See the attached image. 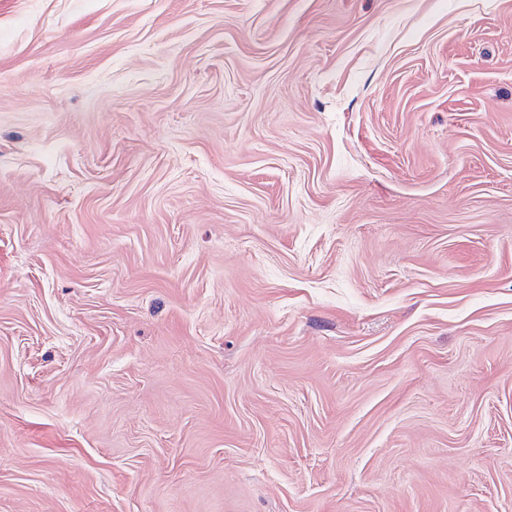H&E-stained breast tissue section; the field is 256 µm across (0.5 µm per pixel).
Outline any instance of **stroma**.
I'll return each instance as SVG.
<instances>
[{
    "mask_svg": "<svg viewBox=\"0 0 512 512\" xmlns=\"http://www.w3.org/2000/svg\"><path fill=\"white\" fill-rule=\"evenodd\" d=\"M0 512H512V0H0Z\"/></svg>",
    "mask_w": 512,
    "mask_h": 512,
    "instance_id": "obj_1",
    "label": "stroma"
}]
</instances>
